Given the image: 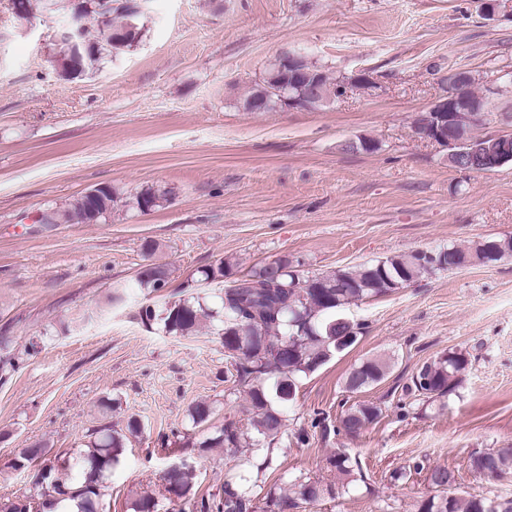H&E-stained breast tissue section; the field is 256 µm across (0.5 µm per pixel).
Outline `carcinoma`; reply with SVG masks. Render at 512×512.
<instances>
[{"instance_id":"1","label":"carcinoma","mask_w":512,"mask_h":512,"mask_svg":"<svg viewBox=\"0 0 512 512\" xmlns=\"http://www.w3.org/2000/svg\"><path fill=\"white\" fill-rule=\"evenodd\" d=\"M141 15L138 0L125 3L103 20L93 9L85 10L83 22L96 25L98 35L84 32L88 50L81 55L59 43L57 59L61 73L66 77L79 75L94 67L105 57L135 45L142 37L137 25ZM307 70L325 84L324 107L340 93L326 72L308 64ZM99 203L93 205L84 196L73 199L64 207L50 208L48 220L53 224H99L112 213L115 191L99 188ZM163 197L152 189H144L132 199V206L147 212L160 206ZM432 259L423 251L390 257L374 264L303 275L286 257H280L224 287V279L235 274V264L221 259L197 270V278L187 282L188 294L165 302L161 310L147 307L140 312L141 320L149 324L158 321L165 332L179 336H195L204 321L212 322L214 333L220 336L224 352L232 360L231 378L234 386L245 395L252 414L251 427L255 438H250L232 421L227 422L216 435L203 441L206 448L250 447L260 442L273 443L284 432L286 424L279 404L292 401L298 389V379L307 376L339 353L344 340L359 334V325L342 315V309L355 302L376 298L402 288L435 271H453L474 265H487L512 256V236L481 238L467 247L450 246L434 250ZM137 284L152 293L168 287L169 270L156 264L142 266ZM216 287L214 306L207 303L208 295L199 289ZM468 364L461 351H450L423 363L410 378L407 393L429 400L448 394ZM390 362L376 356L353 367L346 380V388L357 391L384 380ZM382 409L373 403L350 406L342 418V426L349 434L357 433L373 424ZM214 414L208 401H199L189 410L194 426L208 424ZM141 431L136 418L128 420L126 432L112 426L98 427L89 434L86 450L81 456L82 466L89 470L85 481L73 487L66 482L63 471L67 462L46 463L35 476V485L51 489L50 498L42 502L49 509L56 503L71 499L77 501L78 512H99L101 496L99 478L118 463L127 435ZM46 450L32 445L21 449L15 460L18 467L24 462L45 457ZM327 469L336 473L339 482L323 485L318 482L295 479L286 490H270L257 498V480L247 476L233 486L226 484L223 495L193 500L194 512H292L299 505L312 504L322 496H335L353 482L359 464L342 452L326 457ZM471 469L482 478H503L512 474V448L476 451L470 458ZM410 468L430 473L436 494L421 500L417 512H512V498L488 501L476 496H453L448 489L454 484V473L445 466L425 467L415 460ZM165 491L179 498H187L192 491L191 476L184 464L171 465L164 474Z\"/></svg>"}]
</instances>
